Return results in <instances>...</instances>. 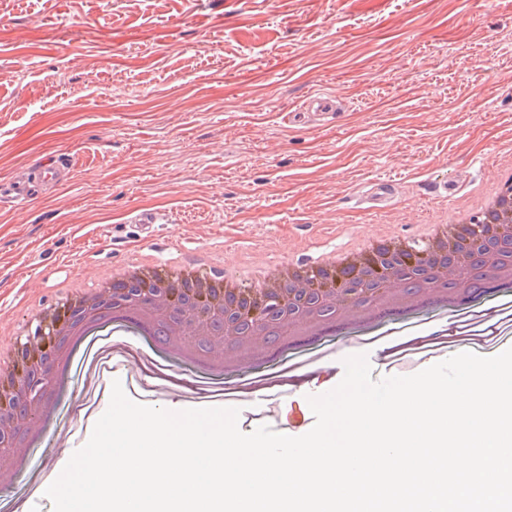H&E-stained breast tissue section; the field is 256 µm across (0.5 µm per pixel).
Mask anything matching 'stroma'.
Masks as SVG:
<instances>
[{
	"label": "stroma",
	"mask_w": 512,
	"mask_h": 512,
	"mask_svg": "<svg viewBox=\"0 0 512 512\" xmlns=\"http://www.w3.org/2000/svg\"><path fill=\"white\" fill-rule=\"evenodd\" d=\"M335 94L327 119L305 112ZM62 156L70 176L26 205L11 183ZM512 157V0H0V347L21 349L42 306L70 304L135 253L197 268L328 255L345 240L403 236L462 203ZM454 180V194L437 192ZM389 202L370 206L373 181ZM153 212L157 222H136ZM106 357L74 372L94 413L120 381L150 406L196 409L199 379L171 357ZM512 348V287L297 340L256 363L261 381L221 404L242 432L312 429L309 391L343 360L378 353L379 377L470 351ZM53 447L28 449L45 478L92 428L63 403Z\"/></svg>",
	"instance_id": "stroma-1"
}]
</instances>
